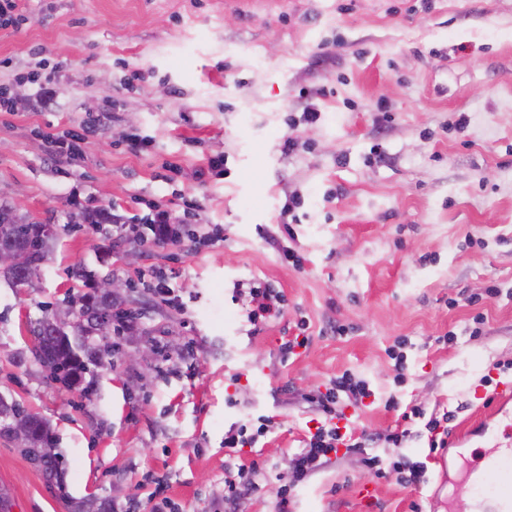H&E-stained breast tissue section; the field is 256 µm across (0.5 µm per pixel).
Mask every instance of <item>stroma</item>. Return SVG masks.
Segmentation results:
<instances>
[{"instance_id":"35a3bbf8","label":"stroma","mask_w":512,"mask_h":512,"mask_svg":"<svg viewBox=\"0 0 512 512\" xmlns=\"http://www.w3.org/2000/svg\"><path fill=\"white\" fill-rule=\"evenodd\" d=\"M47 73L60 95L44 107L33 81ZM17 87L24 105L0 109V201L52 225L54 248L31 284L0 278V396L48 422L64 479L47 483L1 431L9 512L143 501L151 475L183 512H210L226 464L253 461L258 490L238 512H276L316 417L306 394L347 371L372 391L345 409L356 434L392 429L393 397L450 414L452 436L436 460L419 422L406 447L378 448L426 463L419 490L341 452L292 512L477 499L470 462L512 448V0H18L0 19V88ZM303 95L321 116L290 127ZM92 122L78 158L57 153ZM191 198L223 244L116 240L83 219L158 207L179 221ZM283 222L302 269L262 236ZM153 268L177 271V305L142 292ZM102 279L124 283L138 330L106 363L87 336L79 384L52 380L30 324L98 300ZM238 285L283 291L282 317L252 331ZM302 320L308 347L281 361ZM400 339L401 371L387 354ZM261 415L274 425L258 447L226 455L225 429Z\"/></svg>"}]
</instances>
